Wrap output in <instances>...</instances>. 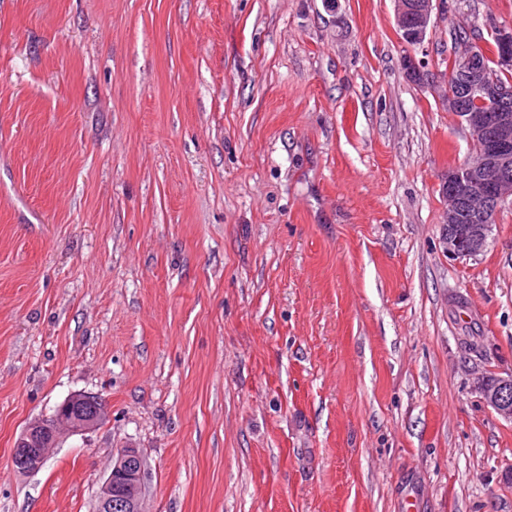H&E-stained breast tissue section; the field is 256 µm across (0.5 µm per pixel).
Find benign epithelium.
I'll use <instances>...</instances> for the list:
<instances>
[{
  "label": "benign epithelium",
  "instance_id": "benign-epithelium-1",
  "mask_svg": "<svg viewBox=\"0 0 512 512\" xmlns=\"http://www.w3.org/2000/svg\"><path fill=\"white\" fill-rule=\"evenodd\" d=\"M440 0H413L412 7L397 8L396 24L405 39L421 46L432 31V15ZM493 38L502 46L499 63L512 65V30L499 29ZM478 57L472 51L459 57V71L471 88L484 97L479 112L459 111V98L448 81L437 80L422 70L415 55L405 56L408 73L433 96L445 101L448 109L459 113L470 130L473 151L463 162L448 171L441 182L442 196L458 203L471 195L485 200V206L462 212H446L448 237L445 250L451 259L471 257L487 246L500 206L512 199V113L495 108V103L512 97V85L496 81L487 72L474 68ZM477 389L487 406L499 416L512 420V371H501L477 378ZM107 418L105 403L98 396L74 394L65 399L50 417L36 418L22 430L15 442L12 463L16 470L29 473L40 469L50 449L65 435L84 434ZM144 478L143 458L135 448H121L113 454L112 468L98 496L97 512H143L141 496Z\"/></svg>",
  "mask_w": 512,
  "mask_h": 512
}]
</instances>
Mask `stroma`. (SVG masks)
<instances>
[{
  "label": "stroma",
  "instance_id": "stroma-1",
  "mask_svg": "<svg viewBox=\"0 0 512 512\" xmlns=\"http://www.w3.org/2000/svg\"><path fill=\"white\" fill-rule=\"evenodd\" d=\"M0 0V512H512V204L449 259L468 129L404 71L512 0ZM473 330L480 356L459 344ZM85 393L106 421L12 464ZM411 8L398 7L396 24L405 39L421 46L432 31V15L440 0H412ZM408 12V14H405ZM410 22L414 28L409 29ZM477 389L487 406L491 407L499 416L506 420H512V371H501L493 375L489 380L483 373L477 378ZM105 403L98 396L74 394L65 399L50 417L35 418L15 442L12 463L16 470L29 473L46 462L50 448H56L66 434H84L107 418ZM143 458L136 448H120L113 454L112 468L98 496L97 512H144L141 496Z\"/></svg>",
  "mask_w": 512,
  "mask_h": 512
}]
</instances>
